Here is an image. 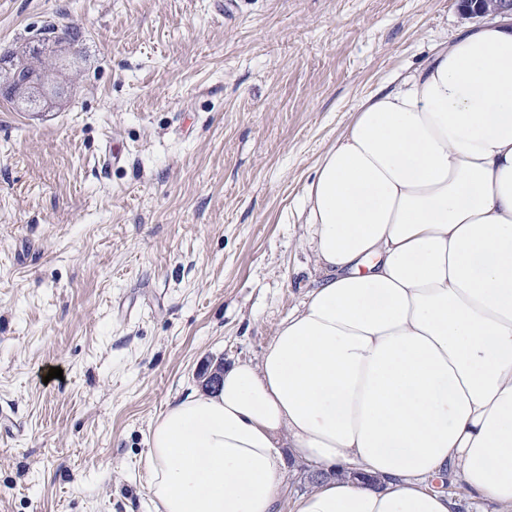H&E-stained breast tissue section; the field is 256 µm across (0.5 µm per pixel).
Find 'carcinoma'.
Returning a JSON list of instances; mask_svg holds the SVG:
<instances>
[{"label":"carcinoma","mask_w":512,"mask_h":512,"mask_svg":"<svg viewBox=\"0 0 512 512\" xmlns=\"http://www.w3.org/2000/svg\"><path fill=\"white\" fill-rule=\"evenodd\" d=\"M67 65L59 56L46 57L39 52L24 50L16 57L13 67L6 70L3 88L12 101L25 97L39 86L43 90L56 88L65 76Z\"/></svg>","instance_id":"cac0c4a2"}]
</instances>
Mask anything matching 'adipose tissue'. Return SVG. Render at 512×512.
<instances>
[{"label": "adipose tissue", "mask_w": 512, "mask_h": 512, "mask_svg": "<svg viewBox=\"0 0 512 512\" xmlns=\"http://www.w3.org/2000/svg\"><path fill=\"white\" fill-rule=\"evenodd\" d=\"M303 240L321 274L261 357L150 432L162 512H512V22L465 26L364 100L320 159ZM372 477L374 485L364 484ZM306 487L307 482L306 479L304 482L303 473L301 472V470L299 472H294L293 465L291 462L284 476L280 492V499L282 500L284 506L283 511H286L285 505L287 504V501H289L297 493L304 491Z\"/></svg>", "instance_id": "ef3b65f1"}]
</instances>
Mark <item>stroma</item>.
Masks as SVG:
<instances>
[{"mask_svg":"<svg viewBox=\"0 0 512 512\" xmlns=\"http://www.w3.org/2000/svg\"><path fill=\"white\" fill-rule=\"evenodd\" d=\"M462 23L456 0H0V54L50 24L78 52L45 110L0 95V512H157L151 427L300 306L319 158Z\"/></svg>","mask_w":512,"mask_h":512,"instance_id":"obj_1","label":"stroma"}]
</instances>
